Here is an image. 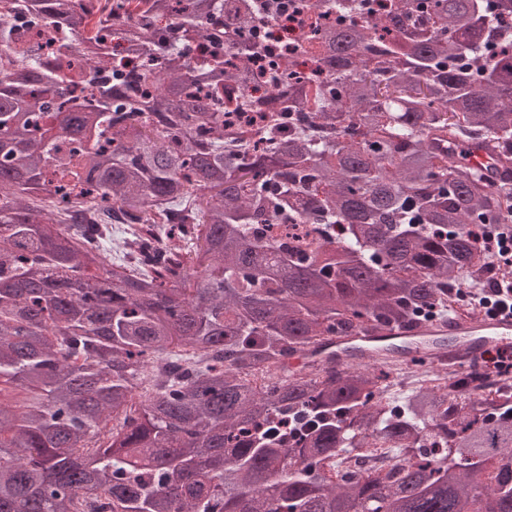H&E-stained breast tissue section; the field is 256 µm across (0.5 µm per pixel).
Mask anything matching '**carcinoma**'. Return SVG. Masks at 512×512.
Segmentation results:
<instances>
[{"label":"carcinoma","instance_id":"obj_1","mask_svg":"<svg viewBox=\"0 0 512 512\" xmlns=\"http://www.w3.org/2000/svg\"><path fill=\"white\" fill-rule=\"evenodd\" d=\"M218 1L134 0L146 20L116 32L77 0H23L57 33L96 27L74 65L0 31V512H512V389L458 399L464 379L442 392L440 365L396 363L398 346L288 364L330 336L448 317L445 292L480 273L478 229L512 233V179L435 144L512 154V0H393L394 17L344 27L326 18L354 0L300 5L326 95L295 47L267 72L238 42L288 5L239 0L226 22ZM172 11L175 26L148 20ZM251 82L312 121L254 127ZM40 194L82 211L65 227ZM115 209L189 245L116 262ZM278 224L338 232L291 248L264 233ZM186 346L201 366L164 361ZM372 437L405 457L322 473Z\"/></svg>","mask_w":512,"mask_h":512}]
</instances>
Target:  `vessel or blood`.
I'll return each instance as SVG.
<instances>
[{"label": "vessel or blood", "mask_w": 512, "mask_h": 512, "mask_svg": "<svg viewBox=\"0 0 512 512\" xmlns=\"http://www.w3.org/2000/svg\"><path fill=\"white\" fill-rule=\"evenodd\" d=\"M448 148L455 156L480 167L491 180L512 176V157L499 149L479 142L458 140L450 141ZM450 335L455 336L457 342L449 346L445 340ZM404 339L415 342L420 351L441 361L451 354H462L479 361L489 352L512 348V311L503 309L485 319L462 313L411 328L371 330L360 336H332L319 346L318 356L324 359L333 353L343 354L352 346H380Z\"/></svg>", "instance_id": "obj_1"}]
</instances>
